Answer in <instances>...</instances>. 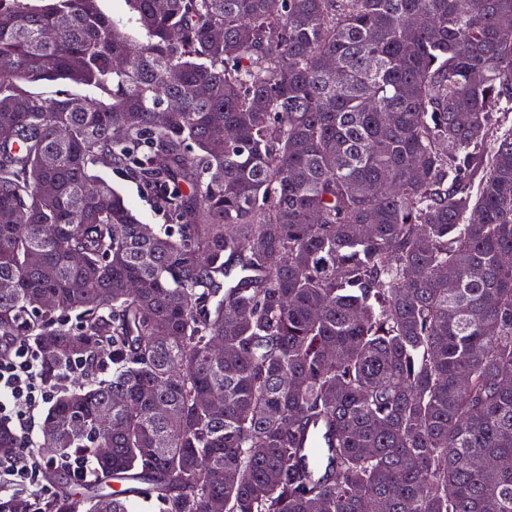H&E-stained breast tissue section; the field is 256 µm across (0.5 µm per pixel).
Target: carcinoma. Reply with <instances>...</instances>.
Instances as JSON below:
<instances>
[{"label": "carcinoma", "instance_id": "carcinoma-1", "mask_svg": "<svg viewBox=\"0 0 512 512\" xmlns=\"http://www.w3.org/2000/svg\"><path fill=\"white\" fill-rule=\"evenodd\" d=\"M125 2L0 0V336L112 357L38 512H512V0ZM100 172L123 194L142 224L156 226L166 224L165 216L157 209L153 198L146 193L139 182L116 170L103 168ZM302 447L308 448L304 454V461L309 468L319 472L327 466L329 440L327 432L319 423L308 429ZM65 469L70 472V474L77 479H86L88 474H90L95 468L93 462L88 458H75L71 461H67L65 463ZM64 470L62 477L67 478L72 483V488L76 492H82L79 489V485L83 482H89L94 478V475L89 478L87 481L77 482L71 478L69 473Z\"/></svg>", "mask_w": 512, "mask_h": 512}]
</instances>
